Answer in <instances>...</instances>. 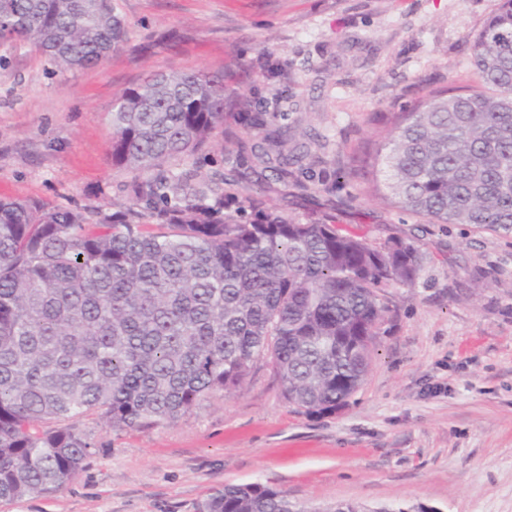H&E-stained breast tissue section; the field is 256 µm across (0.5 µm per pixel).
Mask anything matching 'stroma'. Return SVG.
<instances>
[{"label": "stroma", "mask_w": 512, "mask_h": 512, "mask_svg": "<svg viewBox=\"0 0 512 512\" xmlns=\"http://www.w3.org/2000/svg\"><path fill=\"white\" fill-rule=\"evenodd\" d=\"M500 0H119L128 42L61 73L30 43L0 44V199L105 211L127 200L108 114L150 74L204 70L236 112L279 107L309 155L287 182L249 159L240 192L289 219H331L377 244H413L422 269L389 289L371 370L347 405L289 407L270 359L231 395L178 420L114 429L58 491L0 512H199L227 484L277 487L307 512L339 502L512 512V233L431 224L378 199L374 157L401 112L477 76L471 46ZM171 171L236 179L239 142Z\"/></svg>", "instance_id": "1"}]
</instances>
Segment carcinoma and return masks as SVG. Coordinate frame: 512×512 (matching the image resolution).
Instances as JSON below:
<instances>
[{
  "label": "carcinoma",
  "instance_id": "carcinoma-1",
  "mask_svg": "<svg viewBox=\"0 0 512 512\" xmlns=\"http://www.w3.org/2000/svg\"><path fill=\"white\" fill-rule=\"evenodd\" d=\"M0 41L33 44L60 72L127 42L118 0H0ZM479 88L433 92L394 123L376 156L383 199L430 223L512 232V0L472 45ZM224 76L172 71L125 89L112 108V164L134 174L111 212L0 199V500L60 489L96 441V414L145 429L232 393L271 357L288 406H345L364 382L386 289L414 284L417 248L374 245L332 220L295 222L248 195L165 169L224 127ZM273 112L251 153L288 182V128ZM252 215L246 216V208ZM337 512H408L339 502ZM200 512H306L276 487L215 491Z\"/></svg>",
  "mask_w": 512,
  "mask_h": 512
}]
</instances>
